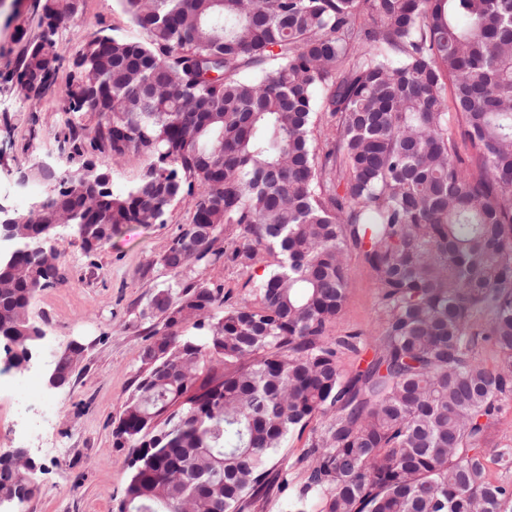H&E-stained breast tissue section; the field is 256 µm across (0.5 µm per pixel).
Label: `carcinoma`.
I'll use <instances>...</instances> for the list:
<instances>
[{
	"label": "carcinoma",
	"mask_w": 512,
	"mask_h": 512,
	"mask_svg": "<svg viewBox=\"0 0 512 512\" xmlns=\"http://www.w3.org/2000/svg\"><path fill=\"white\" fill-rule=\"evenodd\" d=\"M146 34L89 39L62 91L98 116L67 121L70 153L151 159L123 193L112 175L38 171V211L17 213L15 272L0 275V341L20 366L40 341L29 308L56 275L38 251L66 212L80 237L164 223L191 197L194 246L173 239V276L233 256L280 259L229 302L219 285L176 283L150 307L143 372L113 435L133 448L119 512H245L288 466L285 436L315 417L312 459L293 512H505L482 444L512 399V0H121ZM81 0H44L18 87L53 91L57 23ZM452 96H446V82ZM461 120L472 172L449 114ZM332 130L315 143L316 118ZM356 252L385 327L367 368L356 333L334 335ZM196 330L192 334L189 329ZM489 347L493 365L479 358ZM73 374L79 347L59 352ZM20 453H0V496L24 504Z\"/></svg>",
	"instance_id": "obj_1"
}]
</instances>
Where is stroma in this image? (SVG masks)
Returning <instances> with one entry per match:
<instances>
[{
  "mask_svg": "<svg viewBox=\"0 0 512 512\" xmlns=\"http://www.w3.org/2000/svg\"><path fill=\"white\" fill-rule=\"evenodd\" d=\"M40 15L39 0H0V206L16 213L32 204L31 197L20 193L17 175L35 172L40 163L75 170L91 159L97 169L111 173L116 192L137 183L149 165L145 157L118 161L110 153L91 150L81 158L63 148L67 114L59 91L69 79L68 61L97 33L141 35L120 0H82L80 13L59 24L55 39L65 64L55 74L58 92L33 106L19 94L16 75L26 41L42 32ZM190 221L191 207L184 197L168 206L163 223L121 225L110 240L91 250L73 226L57 228V275L37 292L30 307L31 317L46 333L32 361L51 363L74 340L84 344L85 353L69 385L43 391L55 420L35 453L43 470L23 512H119L132 450L117 445L113 422L143 370L141 347L157 322L148 307L152 296L176 281L219 283L236 302L247 297L249 278H260L264 267L275 261L265 253L249 269L228 260L218 266L192 265L173 277L159 259ZM349 274L351 285L337 328L361 333L368 345L362 356L343 355V368L351 372L372 358L385 311L372 274L357 255L349 257ZM312 433L308 427L288 434L278 456L291 466L292 480L274 486L250 512H290L306 477L300 459ZM483 451L489 479L512 490V401L490 424Z\"/></svg>",
  "mask_w": 512,
  "mask_h": 512,
  "instance_id": "stroma-1",
  "label": "stroma"
}]
</instances>
